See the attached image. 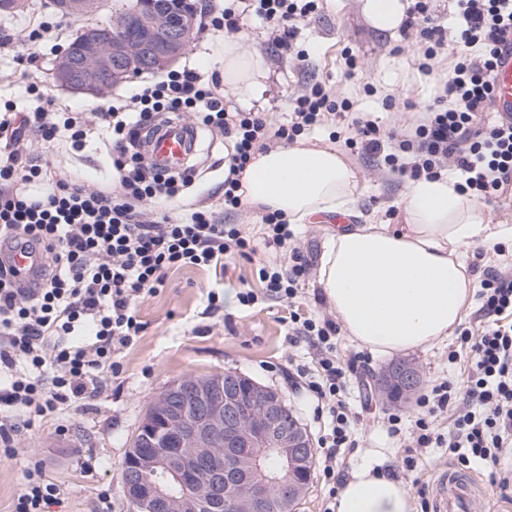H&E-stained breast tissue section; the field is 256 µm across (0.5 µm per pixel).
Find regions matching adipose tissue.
Instances as JSON below:
<instances>
[{"mask_svg": "<svg viewBox=\"0 0 512 512\" xmlns=\"http://www.w3.org/2000/svg\"><path fill=\"white\" fill-rule=\"evenodd\" d=\"M267 70L265 55L241 36L224 38L220 68L225 98L247 96ZM448 175L410 183L401 229L365 224L332 231L318 284L350 339L381 354L431 347L463 320L474 289L467 252L512 241V225L488 223L483 206L459 193ZM248 204L291 224L355 211L363 190L335 144L305 140L257 154L242 175ZM405 485L380 467H355L336 497V512H414Z\"/></svg>", "mask_w": 512, "mask_h": 512, "instance_id": "ef3b65f1", "label": "adipose tissue"}]
</instances>
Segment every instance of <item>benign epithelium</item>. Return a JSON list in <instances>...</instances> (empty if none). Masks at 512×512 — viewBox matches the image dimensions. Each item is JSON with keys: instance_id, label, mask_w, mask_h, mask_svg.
Segmentation results:
<instances>
[{"instance_id": "1", "label": "benign epithelium", "mask_w": 512, "mask_h": 512, "mask_svg": "<svg viewBox=\"0 0 512 512\" xmlns=\"http://www.w3.org/2000/svg\"><path fill=\"white\" fill-rule=\"evenodd\" d=\"M149 7V37H124L129 18L113 15L56 59L55 85L72 94L105 95L117 79L166 68L184 53L197 16L181 20L159 0ZM67 10L91 16L100 0H67ZM422 384L412 361L374 375L384 402H410ZM139 451L124 464L126 497L140 512H293L308 493L313 440L273 389L226 372L178 381L159 395L136 435ZM280 469L263 467L268 453Z\"/></svg>"}]
</instances>
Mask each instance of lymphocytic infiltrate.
<instances>
[{"instance_id": "lymphocytic-infiltrate-1", "label": "lymphocytic infiltrate", "mask_w": 512, "mask_h": 512, "mask_svg": "<svg viewBox=\"0 0 512 512\" xmlns=\"http://www.w3.org/2000/svg\"><path fill=\"white\" fill-rule=\"evenodd\" d=\"M318 7V0H248L245 10L270 28L275 48L301 59L304 51L293 46L297 24ZM456 7L460 24L451 43L435 24L428 0H413L403 23L422 43V71L443 52L453 57L425 123L389 152L375 121L360 119L351 146L414 179L435 177L450 162L461 174L462 192L483 200L512 198V122L500 117L482 122L494 102L497 56L512 39V0H456ZM219 86L217 75L185 67L90 113L59 112L49 105L0 113V241L41 249L47 258L30 288L17 268L0 260V408L21 406L42 416L91 398L105 373L119 371L121 350L142 331L137 299L156 292L167 271L217 266L225 255L254 253L246 231L222 223L208 207L185 210L173 222L149 216V205L175 198L196 174L189 168L162 175L145 163L140 136L158 115L188 113L231 142L224 206L237 209L243 204L237 175L270 138L293 142L306 128L349 108L316 82L297 98L287 122L276 125L260 112L226 111ZM25 132L47 148L64 139L78 150L100 138L118 173V190L57 177L24 157L19 142ZM293 258L285 272L261 268L262 294L239 292V302L295 298L310 263L298 251ZM478 297L488 325L477 335L460 330L458 347L449 354L453 360L469 358L463 384L446 380L432 386L419 398L411 423L388 415L387 433L408 431L415 448L448 447L458 464L484 466L492 483L505 490L512 487V470L500 466L512 453V275L486 269ZM337 332L335 321L317 317L300 322L292 336L316 351V371L300 365L296 372L324 423L319 462L331 489L337 484V453L359 445L357 417L345 400L347 371L336 355ZM444 415L451 422L446 435L435 427ZM59 495V486L33 464L23 473L11 512H47Z\"/></svg>"}]
</instances>
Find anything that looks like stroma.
<instances>
[{
  "label": "stroma",
  "mask_w": 512,
  "mask_h": 512,
  "mask_svg": "<svg viewBox=\"0 0 512 512\" xmlns=\"http://www.w3.org/2000/svg\"><path fill=\"white\" fill-rule=\"evenodd\" d=\"M47 0H31L30 11L21 15H0V31L13 35L12 44L0 47V106L10 102L17 109H31L41 99L51 101L61 112H91L98 100L73 95L54 86L51 69L56 57L86 21L106 23L116 0H101L92 19L64 17L52 12ZM364 0H321L317 14L299 25L298 43L308 58L297 62L277 52L268 33L253 17L238 21L247 48L261 50L268 62L262 84L246 100H228L241 112H262L275 123L284 121L295 107V99L305 84L321 81L338 98L347 100L345 117L329 120L318 129L305 131L304 139L314 143L336 142L344 146L355 137L354 121L369 114L382 135L410 134L434 102L437 84L446 80V67L423 74L418 69V50L400 31L382 32L373 28L362 11ZM39 31L36 42L18 40L21 30ZM224 44L220 32L198 31L178 61L179 66L216 69ZM352 52L360 68L348 74L345 52ZM35 64H28L29 54ZM36 81L38 94L25 90L27 81ZM27 151L42 154L57 175L77 178L86 184L111 189L114 172L104 149L91 144L83 150L57 144L42 152L40 144L29 142ZM202 152L194 160L202 178L186 193V199L221 211L225 223L242 225L252 240L261 237L260 213L250 206L237 210L221 207L224 195V164L229 142L219 133L209 132L201 141ZM348 161L366 187L352 217V224L372 221L400 223L393 206L406 192L408 175L384 168L373 158L348 153ZM288 252L267 253L257 249L250 257H228L212 268L184 267L170 270L156 293L141 297L136 306L144 329L137 343L119 356V374L108 377L101 392L87 404L74 403L67 409L35 418L31 427L21 428L9 456H0V512H10L23 483V472L32 463H42L48 478L58 484L61 499L50 512H95L102 490L112 493V512H135L122 491V465L127 449L150 404L173 382L189 376L234 371L276 389L293 408L310 434H317L313 403L293 384L291 366L311 364L306 345L288 341L292 316L309 318L331 315L332 310L309 274L292 302L260 299L255 305H239L238 292L260 291L259 271L263 266L289 267ZM222 293L224 304L210 309L208 292ZM451 343L407 352V359L419 364L424 389L443 379L466 377L468 361L451 362ZM388 357L371 354L365 365H356L346 378V397L358 417L360 436L356 449L342 452L336 470L349 477L363 463H378L400 479L411 494L429 491L439 468L451 465L445 448H409L407 435L388 436L384 420L398 413L412 419L417 404L378 402L369 388L370 378ZM414 456L416 466L407 469L406 456Z\"/></svg>",
  "instance_id": "35a3bbf8"
}]
</instances>
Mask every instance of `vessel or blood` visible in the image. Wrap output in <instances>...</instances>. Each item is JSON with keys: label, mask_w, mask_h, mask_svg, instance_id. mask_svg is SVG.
I'll return each instance as SVG.
<instances>
[{"label": "vessel or blood", "mask_w": 512, "mask_h": 512, "mask_svg": "<svg viewBox=\"0 0 512 512\" xmlns=\"http://www.w3.org/2000/svg\"><path fill=\"white\" fill-rule=\"evenodd\" d=\"M492 81L497 112L512 118V44L503 49ZM195 137L194 127L179 120L150 130L146 149L154 169L163 174L184 169ZM479 490L473 476L446 469L431 488L435 512H472Z\"/></svg>", "instance_id": "1"}]
</instances>
